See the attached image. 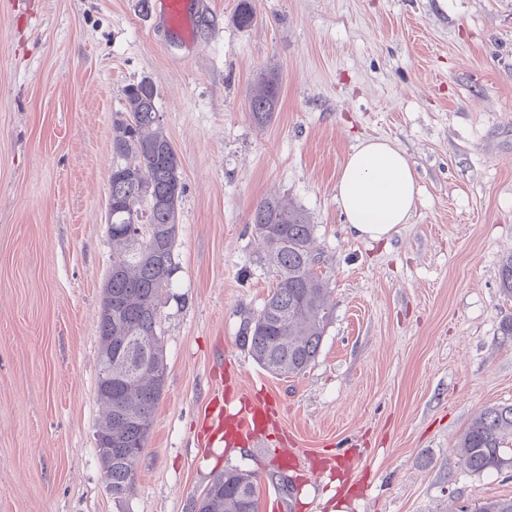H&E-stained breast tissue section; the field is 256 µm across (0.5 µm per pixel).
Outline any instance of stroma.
Masks as SVG:
<instances>
[{
  "instance_id": "obj_1",
  "label": "stroma",
  "mask_w": 512,
  "mask_h": 512,
  "mask_svg": "<svg viewBox=\"0 0 512 512\" xmlns=\"http://www.w3.org/2000/svg\"><path fill=\"white\" fill-rule=\"evenodd\" d=\"M0 0V512H192L219 471L257 476L260 512H475L512 467L458 461L474 414L512 404V0ZM272 120L245 110L261 70ZM151 78L182 162L176 286L163 295V392L134 494L105 487L98 325L112 264L104 207L125 87ZM406 154L420 196L389 242L353 238L337 174L362 140ZM316 226L332 313L319 355L279 378L244 317L267 297L257 202ZM280 409L266 447H204L207 402L250 388ZM295 448L289 463L282 445ZM355 456L328 479L315 460ZM191 1V0H190ZM188 0H165V12L170 25L178 28L183 37L187 36L186 21L188 19L187 6L191 4ZM259 79L261 89L248 101V111L255 124L263 125L271 119L277 107L281 85L275 68L261 71Z\"/></svg>"
}]
</instances>
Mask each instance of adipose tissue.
<instances>
[{
  "label": "adipose tissue",
  "instance_id": "ef3b65f1",
  "mask_svg": "<svg viewBox=\"0 0 512 512\" xmlns=\"http://www.w3.org/2000/svg\"><path fill=\"white\" fill-rule=\"evenodd\" d=\"M419 194L416 174L391 140L368 138L354 147L336 181V202L358 239H390L409 223Z\"/></svg>",
  "mask_w": 512,
  "mask_h": 512
}]
</instances>
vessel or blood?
Wrapping results in <instances>:
<instances>
[{
	"mask_svg": "<svg viewBox=\"0 0 512 512\" xmlns=\"http://www.w3.org/2000/svg\"><path fill=\"white\" fill-rule=\"evenodd\" d=\"M271 405L244 400L234 405L215 395L207 404V438L228 445L243 442L258 448L264 445L272 421Z\"/></svg>",
	"mask_w": 512,
	"mask_h": 512,
	"instance_id": "vessel-or-blood-1",
	"label": "vessel or blood"
}]
</instances>
